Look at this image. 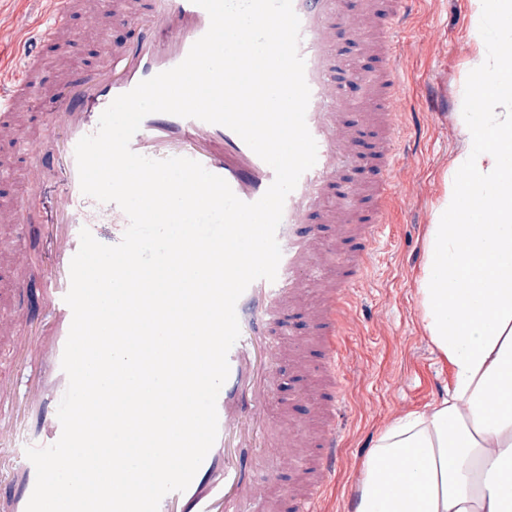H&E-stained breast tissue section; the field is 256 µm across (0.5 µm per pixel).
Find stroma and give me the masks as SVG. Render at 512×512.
Returning a JSON list of instances; mask_svg holds the SVG:
<instances>
[{"label":"stroma","instance_id":"1","mask_svg":"<svg viewBox=\"0 0 512 512\" xmlns=\"http://www.w3.org/2000/svg\"><path fill=\"white\" fill-rule=\"evenodd\" d=\"M87 10L77 0L68 15V35L43 51L39 76L43 83L27 94L16 121L47 132L43 104L47 95L75 73L100 66L106 51H123L138 33L134 18L104 28L86 23ZM44 0H0V89L14 85L13 75L26 59L21 42L37 21L47 19ZM488 47L512 39V18L478 15L472 0H418L397 39L395 72L403 96L399 120L398 166L393 173L395 201L387 213L383 243L372 255L355 297V308L341 335L343 375L347 388L336 475L322 494L319 512H344V500L360 473L376 436L413 412L432 408L448 395L450 369L434 349L421 318L417 280L425 258L426 238L447 187L455 159L467 146L466 117L460 102L475 92L472 71L477 38ZM28 146L0 140V213L25 197L24 171ZM31 278L28 295L16 300L9 288L20 273L0 259V378L20 379L22 358L11 353L16 342L32 341L44 329L41 320H19L17 303L37 308L39 279L48 272L51 253L42 243L29 245ZM307 385L290 358L277 368L272 427L302 423L313 414L303 395Z\"/></svg>","mask_w":512,"mask_h":512}]
</instances>
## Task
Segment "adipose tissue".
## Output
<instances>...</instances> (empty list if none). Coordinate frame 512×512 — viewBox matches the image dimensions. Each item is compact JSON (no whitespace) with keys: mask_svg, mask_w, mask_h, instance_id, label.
<instances>
[{"mask_svg":"<svg viewBox=\"0 0 512 512\" xmlns=\"http://www.w3.org/2000/svg\"><path fill=\"white\" fill-rule=\"evenodd\" d=\"M473 69L485 85L462 107L479 119L429 227L417 288L452 385L377 436L354 512H512V61L483 50ZM465 212L472 223H459Z\"/></svg>","mask_w":512,"mask_h":512,"instance_id":"1","label":"adipose tissue"}]
</instances>
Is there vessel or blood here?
I'll return each instance as SVG.
<instances>
[{
    "instance_id": "vessel-or-blood-1",
    "label": "vessel or blood",
    "mask_w": 512,
    "mask_h": 512,
    "mask_svg": "<svg viewBox=\"0 0 512 512\" xmlns=\"http://www.w3.org/2000/svg\"><path fill=\"white\" fill-rule=\"evenodd\" d=\"M344 2L292 0L300 20L298 52L305 62L310 89L306 124L317 143V160L285 200L276 231L281 248L276 279L254 281L236 304L240 336L228 353L229 376L217 399V439L188 488L164 496L159 512H250L252 507L263 505L272 512H318V496L335 470L339 446L336 418L345 400L337 342L365 265L380 243L387 206L395 194L391 174L397 163V115L402 101L394 74L398 52L395 28L406 21L411 0H379L368 16L345 9ZM51 10L52 25L41 30L25 49L30 62L38 61L42 45L53 41L65 21V8L55 4ZM335 19L344 22L357 40L371 38L376 43L380 68L375 91L356 121L372 130L369 160L380 177L371 187L367 210L351 215L355 230L337 226L336 240L345 249L338 254L336 281L321 306L308 314L311 330L320 341L319 368L324 382L315 407L320 426L312 439L314 479L307 493L292 498L284 492L272 493L269 484L250 480L247 470L252 463L241 458L239 451L252 448L261 456L271 444L293 448L303 441L291 426L274 435L269 432L274 372L281 348L270 343L268 336L273 328L284 327L294 299L307 287L309 274L320 262L315 245L318 230L311 219L324 210L332 180L354 157V137L340 120L341 95L332 76L331 22ZM209 25L208 13L193 0H151L135 45L111 56L97 71L76 75L48 100L46 110L52 125L63 133L60 144H52L46 136L33 137L21 125L0 122L1 139L30 145L27 180L31 186L40 185L54 168L64 173L45 224L30 221L34 197L22 199L12 213L13 223L25 225L28 236L38 239L46 234L52 243L53 266L41 303V312L50 323L47 334L51 345H28L22 354L36 372L47 371L55 378L54 394L49 398L34 386L19 400L0 394V459L17 471L10 492L13 512H25L35 486V469L26 448L52 445L62 432L57 409L68 377L61 360L72 322L64 297L70 288V261L79 249L80 232L86 228L95 234L100 225L108 224L117 243L129 224L118 205L101 203L82 193L75 147L83 136L96 131L102 112L117 96L181 63ZM130 148L154 159H193L225 179L234 194L248 203L260 199L275 178L273 169L234 131L194 118L150 114L132 137Z\"/></svg>"
}]
</instances>
